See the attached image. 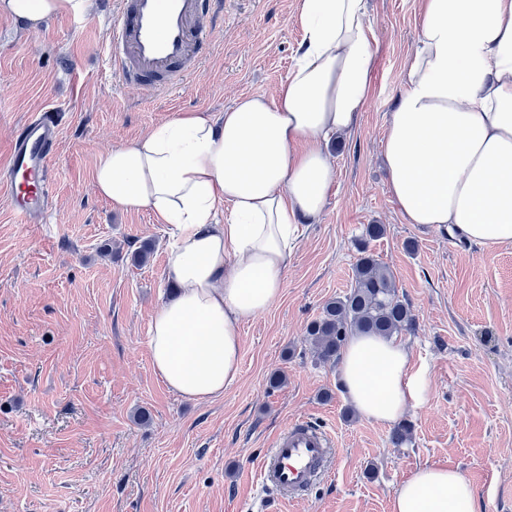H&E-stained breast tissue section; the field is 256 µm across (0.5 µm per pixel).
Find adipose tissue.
<instances>
[{
  "instance_id": "adipose-tissue-1",
  "label": "adipose tissue",
  "mask_w": 512,
  "mask_h": 512,
  "mask_svg": "<svg viewBox=\"0 0 512 512\" xmlns=\"http://www.w3.org/2000/svg\"><path fill=\"white\" fill-rule=\"evenodd\" d=\"M405 89L388 120V187L405 223L512 247V0H420ZM91 0H0L38 28L84 18ZM299 53L274 96L224 113L190 112L98 157L93 183L126 210L146 209L171 237L164 275L178 289L149 331L167 388L208 402L240 375L242 328L280 296L285 274L336 180L332 137L353 132L372 90L377 33L368 0H301ZM339 377L380 424L419 404L425 379L407 349L354 335ZM457 469L423 465L390 512H478Z\"/></svg>"
}]
</instances>
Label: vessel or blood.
<instances>
[{
    "label": "vessel or blood",
    "mask_w": 512,
    "mask_h": 512,
    "mask_svg": "<svg viewBox=\"0 0 512 512\" xmlns=\"http://www.w3.org/2000/svg\"><path fill=\"white\" fill-rule=\"evenodd\" d=\"M219 5L220 0H117L109 45L115 78L148 91L175 89L206 55ZM59 138L60 123L49 110L30 115L12 136L6 184L27 183L12 205L20 223H42L50 209L51 162ZM334 456L327 431L308 420L295 421L257 463L256 483L282 500L304 498L328 474Z\"/></svg>",
    "instance_id": "obj_1"
}]
</instances>
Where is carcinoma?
I'll return each instance as SVG.
<instances>
[{
    "label": "carcinoma",
    "instance_id": "cac0c4a2",
    "mask_svg": "<svg viewBox=\"0 0 512 512\" xmlns=\"http://www.w3.org/2000/svg\"><path fill=\"white\" fill-rule=\"evenodd\" d=\"M413 323L410 308L397 295L392 273L364 245L353 287L323 305L320 316L308 326V341L317 359L330 361L340 358L354 334L390 338L411 329Z\"/></svg>",
    "mask_w": 512,
    "mask_h": 512
}]
</instances>
